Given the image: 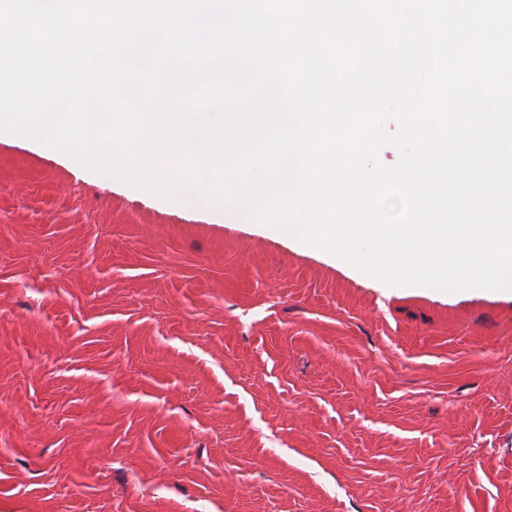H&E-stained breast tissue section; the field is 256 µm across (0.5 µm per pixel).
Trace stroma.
I'll return each instance as SVG.
<instances>
[{
    "label": "stroma",
    "mask_w": 512,
    "mask_h": 512,
    "mask_svg": "<svg viewBox=\"0 0 512 512\" xmlns=\"http://www.w3.org/2000/svg\"><path fill=\"white\" fill-rule=\"evenodd\" d=\"M0 512H512V297L0 132Z\"/></svg>",
    "instance_id": "obj_1"
}]
</instances>
